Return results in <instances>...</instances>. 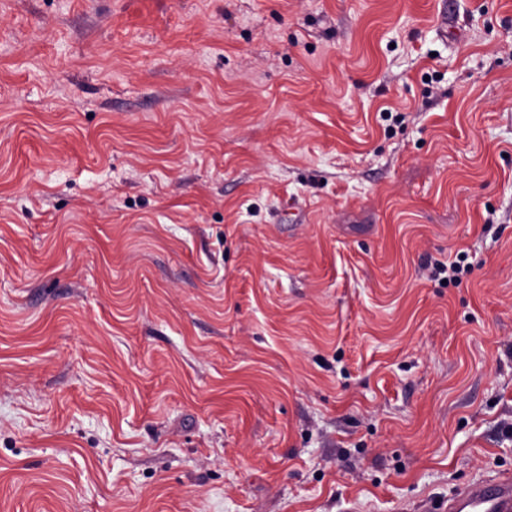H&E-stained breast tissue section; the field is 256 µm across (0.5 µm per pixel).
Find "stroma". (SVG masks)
<instances>
[{
  "mask_svg": "<svg viewBox=\"0 0 512 512\" xmlns=\"http://www.w3.org/2000/svg\"><path fill=\"white\" fill-rule=\"evenodd\" d=\"M500 472L512 0H0V512Z\"/></svg>",
  "mask_w": 512,
  "mask_h": 512,
  "instance_id": "obj_1",
  "label": "stroma"
}]
</instances>
